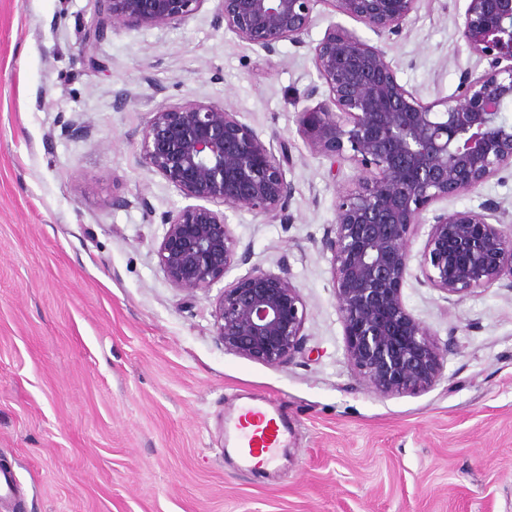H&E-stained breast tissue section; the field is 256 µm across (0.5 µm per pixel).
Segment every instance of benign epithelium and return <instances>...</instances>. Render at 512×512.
Masks as SVG:
<instances>
[{
  "instance_id": "obj_1",
  "label": "benign epithelium",
  "mask_w": 512,
  "mask_h": 512,
  "mask_svg": "<svg viewBox=\"0 0 512 512\" xmlns=\"http://www.w3.org/2000/svg\"><path fill=\"white\" fill-rule=\"evenodd\" d=\"M84 61L103 68L96 43L104 29H152L195 16L207 0H94ZM417 0H216L215 20L268 54L303 36L320 4L364 25L377 38L399 34ZM473 54L489 61L463 77L455 94L425 102L399 82L383 49L334 24L311 48L325 99L298 115L309 151L358 172L338 197L336 224L321 240L330 254L345 357L355 376L380 395L422 391L440 377L454 343L440 347L406 308L402 285L409 244L424 212L477 190L512 169V0H468L457 21ZM142 159L187 198L201 201L162 216L159 269L188 300L249 261L219 206L274 220L293 186L288 145L264 142L239 115L199 100L162 106L142 130ZM495 206L436 211L420 255V282L463 298L508 280L512 226ZM224 349L268 366L301 350L307 306L288 271L253 267L224 287L212 311Z\"/></svg>"
}]
</instances>
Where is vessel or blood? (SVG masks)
Wrapping results in <instances>:
<instances>
[{
  "label": "vessel or blood",
  "mask_w": 512,
  "mask_h": 512,
  "mask_svg": "<svg viewBox=\"0 0 512 512\" xmlns=\"http://www.w3.org/2000/svg\"><path fill=\"white\" fill-rule=\"evenodd\" d=\"M282 413L272 404L241 409L231 426L240 467L249 473L272 469L288 446Z\"/></svg>",
  "instance_id": "1"
}]
</instances>
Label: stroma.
<instances>
[{"label": "stroma", "mask_w": 512, "mask_h": 512, "mask_svg": "<svg viewBox=\"0 0 512 512\" xmlns=\"http://www.w3.org/2000/svg\"><path fill=\"white\" fill-rule=\"evenodd\" d=\"M466 6L418 0L380 41L424 101L488 67L458 31ZM214 9L108 31L97 70L80 61L93 0H0V473L12 477L0 512H512V289L449 301L411 267L406 308L435 343L456 344L425 391L376 394L345 359L320 240L357 172L311 154L297 115L318 81L311 46L336 23L370 31L321 4L304 46L269 55ZM121 90L135 100L118 110ZM186 100L223 104L288 145L286 215L230 213L251 256L226 276L288 269L308 315L283 366L225 351L211 316L220 286L189 301L158 267L161 216L189 200L144 166L141 131ZM488 203L512 225V170L436 207ZM270 396L289 453L262 483L225 457L224 424Z\"/></svg>", "instance_id": "stroma-1"}]
</instances>
